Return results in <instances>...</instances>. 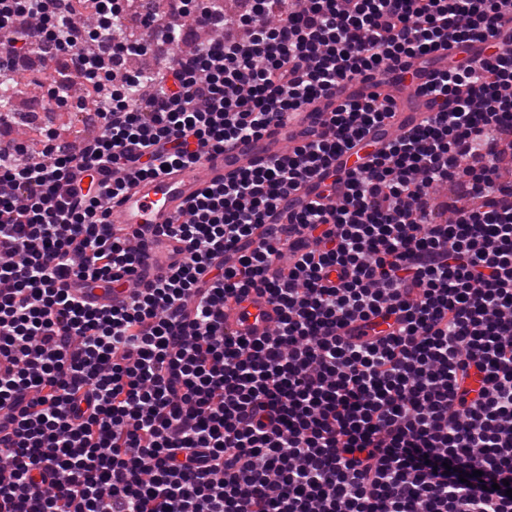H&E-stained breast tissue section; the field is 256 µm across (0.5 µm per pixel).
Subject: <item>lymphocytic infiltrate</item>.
I'll return each instance as SVG.
<instances>
[{"label":"lymphocytic infiltrate","instance_id":"obj_1","mask_svg":"<svg viewBox=\"0 0 512 512\" xmlns=\"http://www.w3.org/2000/svg\"><path fill=\"white\" fill-rule=\"evenodd\" d=\"M126 10L50 24L49 0H0V66L68 54L101 120L39 161L0 143V512H512V0H182L133 34ZM442 50L431 116L358 168L336 158L394 111L375 92L156 227L176 248L129 303L70 292L140 276L144 242L102 204L129 172ZM254 291L277 327L228 332L225 302Z\"/></svg>","mask_w":512,"mask_h":512}]
</instances>
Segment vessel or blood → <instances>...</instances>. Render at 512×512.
<instances>
[{
  "instance_id": "obj_1",
  "label": "vessel or blood",
  "mask_w": 512,
  "mask_h": 512,
  "mask_svg": "<svg viewBox=\"0 0 512 512\" xmlns=\"http://www.w3.org/2000/svg\"><path fill=\"white\" fill-rule=\"evenodd\" d=\"M379 90L395 98L396 109L383 126L371 132L373 144L393 139L431 114L427 97L416 94L412 99H402L392 76H382ZM326 117L322 109L309 105L303 111L287 115L282 124L269 127L261 138L227 145L219 154L203 155L194 166L156 176L128 174L129 187L110 204L108 222L113 228L130 232L184 221L189 205L205 188L280 158L289 148L321 132ZM138 290V285L133 283L115 288L107 282H96L77 288L76 293L87 304L112 306L127 302ZM279 318L277 307L257 292L243 301H230L224 306L225 328L242 336L267 335Z\"/></svg>"
}]
</instances>
